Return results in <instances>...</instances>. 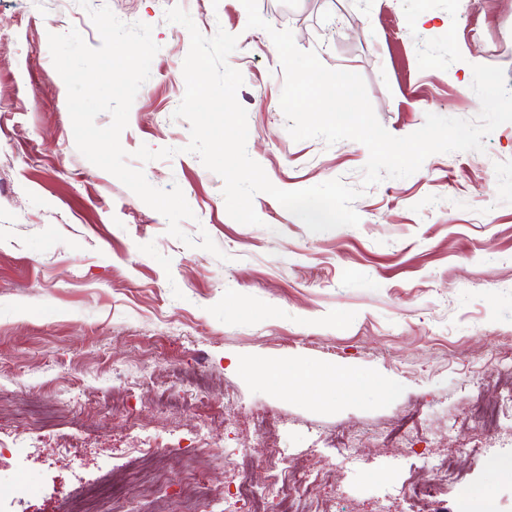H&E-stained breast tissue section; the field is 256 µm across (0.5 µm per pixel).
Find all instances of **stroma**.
Masks as SVG:
<instances>
[{"mask_svg": "<svg viewBox=\"0 0 512 512\" xmlns=\"http://www.w3.org/2000/svg\"><path fill=\"white\" fill-rule=\"evenodd\" d=\"M127 23L153 27L159 51L120 142L131 167L160 189L179 186L194 213L191 237L207 233L211 254L186 247L168 223L75 146L67 89L49 34L85 11L77 0H0V395L47 403L37 432L85 437L65 462L12 448L25 413H0L11 447V512H62L78 483L111 476L135 457L130 426L165 425L162 498L135 512H180L187 468L224 480V451L243 449L244 471L267 480L270 447L304 471L335 464L318 487L330 512H424L401 494L428 480L435 463L457 471L443 485L447 512L490 492L494 512H512V431L484 434L477 401L502 400L512 372V123L481 152L438 153L404 179L368 187L369 153L354 140H294L280 106L284 72L267 31L248 28L241 0H90ZM205 36L238 38L229 64L243 84L248 155L283 190L339 178L364 192L358 226L321 233L270 195L253 200L259 224L232 219L223 181L186 152L189 123L173 114L185 93L188 31L166 22L169 6ZM272 28L330 69L360 74L374 112L392 135L418 130L426 114L475 118L472 67L498 66L512 86V0H258ZM175 148L141 163L140 146ZM202 367L221 391L182 407L157 408L126 386L169 379V367ZM288 369L271 385L263 371ZM341 384L307 385L324 368ZM123 400L124 415L112 413ZM99 427H89L88 417ZM233 427H225V417ZM275 419L273 438L253 432ZM207 421V447L190 433ZM410 429L411 440L399 437ZM360 435L353 448L345 437Z\"/></svg>", "mask_w": 512, "mask_h": 512, "instance_id": "stroma-1", "label": "stroma"}]
</instances>
